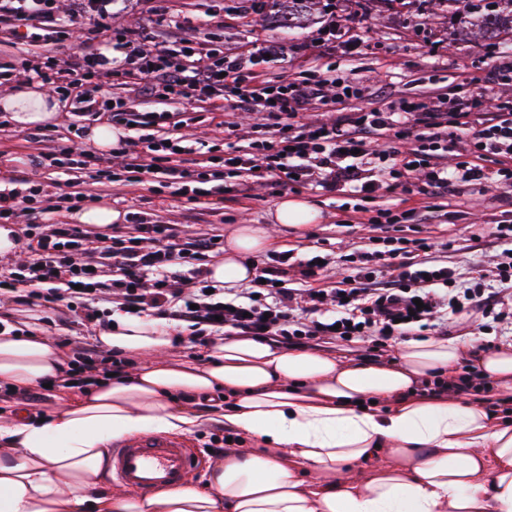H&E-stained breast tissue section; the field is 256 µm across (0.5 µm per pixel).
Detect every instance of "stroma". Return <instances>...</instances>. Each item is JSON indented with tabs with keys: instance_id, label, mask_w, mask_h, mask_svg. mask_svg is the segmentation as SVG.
I'll use <instances>...</instances> for the list:
<instances>
[{
	"instance_id": "1",
	"label": "stroma",
	"mask_w": 512,
	"mask_h": 512,
	"mask_svg": "<svg viewBox=\"0 0 512 512\" xmlns=\"http://www.w3.org/2000/svg\"><path fill=\"white\" fill-rule=\"evenodd\" d=\"M69 8L68 0H56V9L47 19L0 18L1 92H19L37 85L36 76L18 79L9 68L44 65V38L61 28ZM109 10L116 30L147 29L163 39L175 36L203 41L221 51L266 48L272 57L258 64L257 69L274 79L301 82L335 75L357 81L361 98L339 100L334 111L383 109L413 98L441 97L452 102L482 94L494 96L503 105H512V80L490 83L485 47L469 36L463 19L450 13L434 15L426 8H402L392 0H359L352 6L346 0H321L311 22L288 30L275 20L265 25L254 23L253 13L243 12L240 0H113ZM332 22L346 36L364 39L360 54L346 57L340 47L327 41L325 29ZM281 45L288 46V54H277ZM144 86V80L133 74L125 84L103 88L98 100L106 103L135 95L140 100V110L177 111L188 118V125L181 129L185 151L178 157L183 168L218 173L222 170L220 159L225 146L247 147L249 130L256 121L254 114H228V121L235 124L233 134L229 135L218 120L212 119L209 104L187 101L176 105L146 93ZM103 119V114L80 111L64 99L58 119L45 125L44 130L53 145H65L73 139L75 129L90 127ZM28 135V130L11 124L0 126V171L25 170L31 179L42 182L50 194L66 190V175L33 166L32 159L41 147L30 142ZM97 194L101 202L124 215L118 227H101V234L109 235L116 230L126 233L132 225L160 221L174 225L177 241L183 242L213 235L225 237L236 225L252 224L276 238L275 252L324 256L326 280L330 283L349 275L346 255L374 248L377 239L387 234L449 244L448 264L456 273L457 290L479 283L486 291L495 292L500 288L499 282L491 277L481 278L480 273L512 247L496 241L492 235L496 221L512 219V202L491 187L457 188L452 195L436 199V208L431 212L423 209V195H409L398 188L381 191L371 199L369 210L421 211L419 221L397 224L385 231L372 224L350 221L351 208L358 199L346 189L328 192L318 187L258 184L248 198L214 194L196 204L158 186L101 187ZM286 196L308 200L320 210L321 220L288 230L272 224L270 215ZM34 307L40 309L42 326L64 359L73 358L78 348L94 343L92 330L63 301L48 303L25 294L1 306L0 318L19 321L24 310ZM448 335L491 351L512 342V323H493L479 333L473 316L460 313L449 316Z\"/></svg>"
}]
</instances>
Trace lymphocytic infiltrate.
Segmentation results:
<instances>
[{
	"mask_svg": "<svg viewBox=\"0 0 512 512\" xmlns=\"http://www.w3.org/2000/svg\"><path fill=\"white\" fill-rule=\"evenodd\" d=\"M114 48L117 55L111 59L91 47L42 73L41 79L87 111L94 105L88 91H101L132 70L161 84L171 101L245 106L257 116L256 136L248 149L225 151L224 169L233 180L216 185V192L246 194L245 174L274 186L347 187L364 199L389 185L408 192L420 185L435 198L457 182L512 188V113H496L488 123L475 114L476 108L494 107V98L461 99L447 113L441 101H418L395 110H363L326 123H306L302 117L309 106L331 105L328 88H341L347 97L358 96V88L341 85L333 76L299 84L262 79L255 72L256 54L228 50L217 58L185 40L152 49L144 33L133 30L122 33ZM110 118L113 124L142 131L144 138L120 141L121 161L107 173L109 183L156 182L193 200L207 196L209 191L195 186L193 174L175 162L183 151L179 139L153 135L172 122L173 113L135 111L119 103ZM456 137L466 141L473 159L452 172L439 152ZM96 161L94 152L76 142L38 155L39 166L79 173ZM26 237L28 260L0 266V303L21 289L36 288L50 302L80 301L83 321L94 327L102 324L94 298L108 293L140 316H174L197 331L231 328L245 336L286 340L296 300L286 286L288 277L313 280L320 271L310 258L282 255L257 270L250 282L252 299L235 304L225 301L223 289H211L203 269L194 265L218 249L215 236L177 243L170 225L140 224L135 233L112 236L103 245L80 225L56 222L28 225ZM352 262L353 275L339 285L311 288L304 295L307 310L317 316L304 335L344 341L367 337L381 349L398 336L435 328L444 310L457 314L476 308L497 323L512 314L500 293L473 286L455 294L454 270L435 260L431 243L424 240L385 254L365 249ZM272 295L277 298L273 304L268 301Z\"/></svg>",
	"mask_w": 512,
	"mask_h": 512,
	"instance_id": "lymphocytic-infiltrate-1",
	"label": "lymphocytic infiltrate"
}]
</instances>
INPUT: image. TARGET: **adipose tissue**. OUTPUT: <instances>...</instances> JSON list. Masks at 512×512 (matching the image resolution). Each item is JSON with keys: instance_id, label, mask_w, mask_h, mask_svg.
<instances>
[{"instance_id": "adipose-tissue-1", "label": "adipose tissue", "mask_w": 512, "mask_h": 512, "mask_svg": "<svg viewBox=\"0 0 512 512\" xmlns=\"http://www.w3.org/2000/svg\"><path fill=\"white\" fill-rule=\"evenodd\" d=\"M0 111L30 128L58 103L32 88L0 94ZM274 243L237 225L212 278L250 280L251 255ZM25 327L0 331V386L18 394L65 366L38 313ZM183 342L158 320L113 315L97 343L136 356L127 372L39 412L0 408V512H512V418L422 392L467 361L512 397V343L483 351L432 336L363 362L228 332L203 359L168 360ZM210 424L245 445L200 481L150 496L106 488L113 442Z\"/></svg>"}]
</instances>
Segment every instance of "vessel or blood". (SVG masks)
I'll return each mask as SVG.
<instances>
[{"mask_svg": "<svg viewBox=\"0 0 512 512\" xmlns=\"http://www.w3.org/2000/svg\"><path fill=\"white\" fill-rule=\"evenodd\" d=\"M114 483L150 494L182 485L193 467V458L182 442L145 436L112 452Z\"/></svg>", "mask_w": 512, "mask_h": 512, "instance_id": "obj_1", "label": "vessel or blood"}]
</instances>
